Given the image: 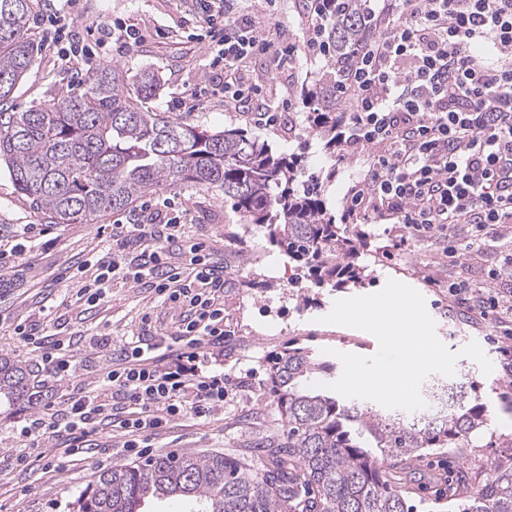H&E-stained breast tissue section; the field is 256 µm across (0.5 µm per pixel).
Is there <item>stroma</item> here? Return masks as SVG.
I'll use <instances>...</instances> for the list:
<instances>
[{"label": "stroma", "instance_id": "35a3bbf8", "mask_svg": "<svg viewBox=\"0 0 512 512\" xmlns=\"http://www.w3.org/2000/svg\"><path fill=\"white\" fill-rule=\"evenodd\" d=\"M243 12L255 17L275 14L288 29V39L302 42L304 19L298 0H243ZM66 21L78 26L102 20L121 22L139 29L144 41L128 51L90 60L65 63L57 48L48 46L38 25L29 33L42 51L14 92V106L24 110L55 96L75 73L106 63L115 64L128 79L143 69L154 70L160 88L147 105L156 112L210 130L243 128L280 152L305 157V175L318 179L328 208L341 212L349 188L367 170L368 160L344 152L326 155L315 136L306 129V112L299 99L288 96L289 84H315L325 63L297 54L289 73L271 75L272 62L259 56L243 70L245 80L265 78L259 108H281L272 127L255 125L251 116L227 109L222 97L208 96L194 108L173 109L174 101L190 97L203 83L211 54L195 36L204 20L192 0H70L63 12ZM335 177H328V170ZM144 203L161 209L173 203L186 224L185 236L202 244L205 251L224 264V408L210 420L181 418L147 439L146 455L163 451L192 455L224 453L249 456L254 443L283 432L270 406L269 360L293 347L312 349L319 359L328 350L373 356L376 338L365 331L324 323L335 300L369 295L395 279L416 289L436 323V334L458 359L453 376H439V383H474L476 394L488 410L491 440L480 447L444 448L405 463L395 479L405 489L413 512H452L461 497L469 495L494 460L512 455V374L502 368V348L512 346V324L474 326L448 311V281L455 278L471 287H487L490 270L500 268L512 255V235L485 229L469 255L449 260L444 244L432 237L386 234L384 225H348L359 232L364 248L359 262L367 268L362 285L346 289L320 288L307 280L302 268L266 240L261 229L245 228L230 203L192 185L144 196ZM45 218L34 211L0 168V237L9 238L13 225L41 224ZM111 217L91 224H58L51 241L32 242L25 260L0 275V354L42 363V349L16 336V324L36 323L57 339L81 338L78 358L97 356L96 339L109 337L121 345L136 336L171 335L179 320L177 305L162 302L153 291L133 282L106 285L93 309L77 300V266L92 259L106 244ZM477 342L491 361V373H483L461 350ZM103 466L91 458L79 469L44 472L41 465L16 468L0 462V512H75L77 497L92 486Z\"/></svg>", "mask_w": 512, "mask_h": 512}]
</instances>
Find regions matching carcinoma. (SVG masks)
<instances>
[{"instance_id": "1", "label": "carcinoma", "mask_w": 512, "mask_h": 512, "mask_svg": "<svg viewBox=\"0 0 512 512\" xmlns=\"http://www.w3.org/2000/svg\"><path fill=\"white\" fill-rule=\"evenodd\" d=\"M33 0H0V163L17 191L53 224H92L125 211L148 193L199 185L232 202L268 241L307 269L318 287L357 284L360 241L341 235L321 198V186L299 185L302 156L277 153L239 130L211 131L138 105L159 89L140 73L136 93L125 73L99 65L50 103L13 106L16 86L37 57L29 36ZM365 33L360 12L331 30L342 52ZM335 71L303 90L318 106L308 132L336 153ZM334 364L303 347L271 360V406L282 437L262 441L255 456L231 460L159 453L137 465L101 472L78 512H141L151 500L190 497L199 512H409L388 471L433 448L472 441L487 425V409L458 386L428 393L418 413H383L325 387ZM0 400L38 404L34 371L0 355ZM461 512H512V457L494 461Z\"/></svg>"}]
</instances>
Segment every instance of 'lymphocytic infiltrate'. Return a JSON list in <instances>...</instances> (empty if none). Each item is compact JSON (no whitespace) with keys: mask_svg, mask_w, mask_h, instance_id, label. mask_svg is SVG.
<instances>
[{"mask_svg":"<svg viewBox=\"0 0 512 512\" xmlns=\"http://www.w3.org/2000/svg\"><path fill=\"white\" fill-rule=\"evenodd\" d=\"M206 23L203 37L216 50L204 93L223 95L240 109L261 94L246 84L244 63L262 55L288 65L287 31L241 12L233 0H196ZM369 35L344 58L326 38L341 0H306L302 49L314 60L335 61L334 97L343 113L336 122L341 151L367 154L369 168L342 203V221L401 224L424 237L447 235L449 257L469 253V232L512 224V0H362ZM63 57L92 56L120 38L137 46L138 30L113 34L104 21L77 31L54 12L39 17ZM483 44L493 61L475 54ZM165 233L140 219L117 223L96 256L92 280L78 298L96 305L105 283L128 280L153 289L181 308L164 348L140 336L111 351L100 339L104 362L95 384L75 382L78 360L62 341H49L36 326L16 335L45 348V369L70 387L62 405L26 417L16 429L29 440L14 466L31 459L47 468L77 467L97 446L105 426L120 429L124 447L182 417L210 418L224 406V265L183 238L180 217L167 218ZM134 257H126L128 246ZM450 304L462 305L473 324L512 319V289L448 286ZM56 443L53 455L41 438Z\"/></svg>","mask_w":512,"mask_h":512,"instance_id":"lymphocytic-infiltrate-1","label":"lymphocytic infiltrate"}]
</instances>
